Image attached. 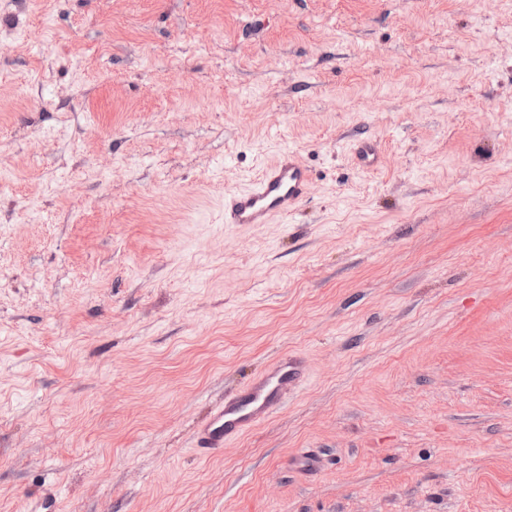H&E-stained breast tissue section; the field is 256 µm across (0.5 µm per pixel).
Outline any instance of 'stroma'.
<instances>
[{
	"mask_svg": "<svg viewBox=\"0 0 512 512\" xmlns=\"http://www.w3.org/2000/svg\"><path fill=\"white\" fill-rule=\"evenodd\" d=\"M0 176V512H512V0H0ZM311 181L300 155L283 151L248 187L225 193L224 222L266 224L274 216L291 215L309 194ZM305 370L304 358L289 354L235 394L224 397L197 429L196 451L203 456L219 454L224 445L253 430L284 405L289 393L303 386Z\"/></svg>",
	"mask_w": 512,
	"mask_h": 512,
	"instance_id": "35a3bbf8",
	"label": "stroma"
}]
</instances>
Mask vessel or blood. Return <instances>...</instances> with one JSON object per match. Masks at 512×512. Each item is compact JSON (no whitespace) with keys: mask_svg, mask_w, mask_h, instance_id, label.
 Wrapping results in <instances>:
<instances>
[{"mask_svg":"<svg viewBox=\"0 0 512 512\" xmlns=\"http://www.w3.org/2000/svg\"><path fill=\"white\" fill-rule=\"evenodd\" d=\"M311 174L293 150L280 153L248 187L225 193L224 221L265 224L272 217L294 213L311 188ZM305 360L297 354L278 360L261 376L213 407L196 433L197 451L204 456L223 452L226 444L253 430L279 410L289 393L305 379Z\"/></svg>","mask_w":512,"mask_h":512,"instance_id":"vessel-or-blood-1","label":"vessel or blood"}]
</instances>
